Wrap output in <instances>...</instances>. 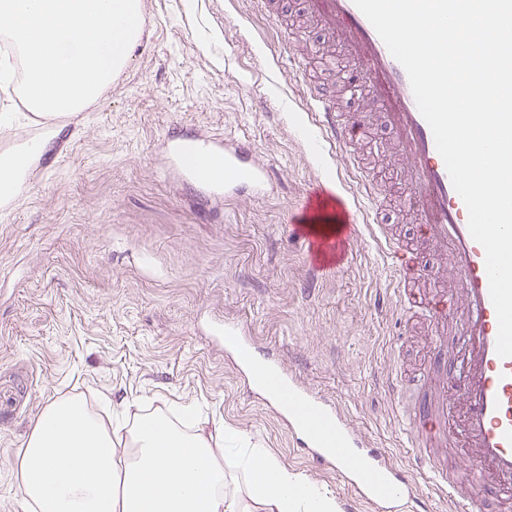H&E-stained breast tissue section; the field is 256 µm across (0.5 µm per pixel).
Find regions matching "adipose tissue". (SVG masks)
Returning <instances> with one entry per match:
<instances>
[{
    "mask_svg": "<svg viewBox=\"0 0 512 512\" xmlns=\"http://www.w3.org/2000/svg\"><path fill=\"white\" fill-rule=\"evenodd\" d=\"M48 401L15 461L22 512H336L335 501L223 424Z\"/></svg>",
    "mask_w": 512,
    "mask_h": 512,
    "instance_id": "ef3b65f1",
    "label": "adipose tissue"
}]
</instances>
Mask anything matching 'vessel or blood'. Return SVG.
<instances>
[{
    "mask_svg": "<svg viewBox=\"0 0 512 512\" xmlns=\"http://www.w3.org/2000/svg\"><path fill=\"white\" fill-rule=\"evenodd\" d=\"M306 15L331 26L342 52L353 57L366 73L371 105L390 121L396 146L404 153L409 173L408 191L400 198L425 231V245L445 252L464 282L468 318L466 341L469 358L463 376L440 378L433 396L415 405L402 404L411 451L419 468L434 479L439 491L454 504V512H485L478 495L464 492L453 479L445 459L432 445L464 448L471 452L484 478L494 480L501 501L512 503V357L496 351L498 321L489 293L485 252L468 230V212L455 191L432 131L421 115L408 75L355 5L354 0H302ZM314 103L310 141L314 151L324 145L348 146L360 133L358 120H341L326 96L311 90ZM172 168L191 184L232 201L263 196L273 187L268 167L252 142L215 137L203 143L193 137L171 136L166 144ZM330 191L319 185L309 191L292 224L310 267L323 272L339 266L351 239L360 232V215L345 198L336 203L342 225L335 235L312 231L309 220ZM397 270L402 305L413 302L408 285L419 271L411 249L394 238L384 241ZM224 347L236 354L248 377L257 369L281 385L275 401L299 450L318 464L336 471L358 495L380 505L382 512H431L429 501L415 494L403 469L384 449L364 447L359 435L339 417L319 392L298 384L279 360L255 358L245 331L236 324L220 329ZM460 403L458 420L448 418L451 403Z\"/></svg>",
    "mask_w": 512,
    "mask_h": 512,
    "instance_id": "vessel-or-blood-1",
    "label": "vessel or blood"
}]
</instances>
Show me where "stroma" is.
Listing matches in <instances>:
<instances>
[{
	"mask_svg": "<svg viewBox=\"0 0 512 512\" xmlns=\"http://www.w3.org/2000/svg\"><path fill=\"white\" fill-rule=\"evenodd\" d=\"M142 36L123 75L64 131L32 170L28 189L0 209V512H22L13 463L44 405L80 395L173 408L201 405L280 464L332 495L345 512H374L336 472L300 454L272 407L243 386L217 334L247 325L307 386L331 398L371 447L388 451L433 512L447 497L412 465L400 405L387 382L428 371L436 349L460 370L461 278L423 251L416 282L447 289L448 319L406 311L391 260L369 230L335 272L312 271L288 224L300 198L325 182L399 236L421 230L399 198L408 185L387 119L341 90L358 64L328 27L298 25L299 0L278 21L254 0H142ZM339 112L360 114L357 159L310 151L302 122L310 85ZM0 154L35 138L17 84L0 86ZM247 138L273 174L269 197H204L169 171L166 134ZM377 179V195L359 194Z\"/></svg>",
	"mask_w": 512,
	"mask_h": 512,
	"instance_id": "stroma-1",
	"label": "stroma"
}]
</instances>
